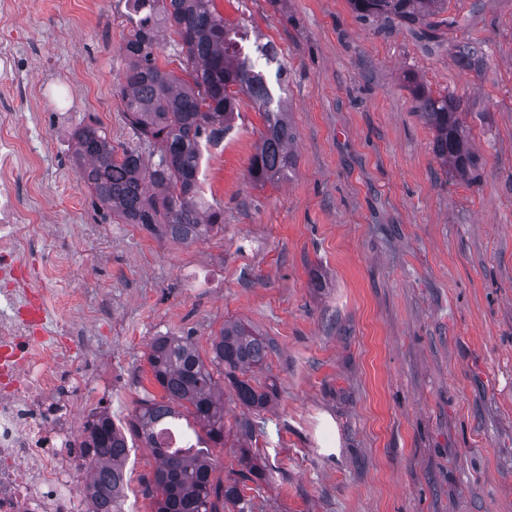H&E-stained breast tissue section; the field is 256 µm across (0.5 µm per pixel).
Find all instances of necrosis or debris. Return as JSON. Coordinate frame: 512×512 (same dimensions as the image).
Segmentation results:
<instances>
[{
  "instance_id": "obj_1",
  "label": "necrosis or debris",
  "mask_w": 512,
  "mask_h": 512,
  "mask_svg": "<svg viewBox=\"0 0 512 512\" xmlns=\"http://www.w3.org/2000/svg\"><path fill=\"white\" fill-rule=\"evenodd\" d=\"M24 64L0 41V512H109L92 500L95 465L76 442L71 404L104 392L107 379L71 355L88 343L86 323L103 308L84 307L68 274L69 251H46L48 215L20 191L32 146L19 133L10 76ZM67 308L82 322H38V310Z\"/></svg>"
}]
</instances>
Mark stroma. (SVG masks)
I'll use <instances>...</instances> for the list:
<instances>
[{"instance_id":"stroma-1","label":"stroma","mask_w":512,"mask_h":512,"mask_svg":"<svg viewBox=\"0 0 512 512\" xmlns=\"http://www.w3.org/2000/svg\"><path fill=\"white\" fill-rule=\"evenodd\" d=\"M14 23L32 90L17 110L37 150L28 192L48 189L52 227H69L77 287L107 295L110 396L75 404L130 417L161 397L153 338L189 336L203 359L225 321L277 346L264 370L277 399L253 413L250 451L268 480L254 512H512V0H448L437 39L356 18L348 0H213L229 24L273 42L284 70L296 165L275 185L248 177L264 129L248 97L202 164L221 233L191 244L138 224H100L73 164L87 113L114 147L133 145L120 100L122 0H38ZM480 42L466 68L456 45ZM416 76L469 103L479 175L445 179L433 133L404 87ZM60 112L63 128L32 120ZM235 409L212 479L240 468ZM126 505L155 469L135 442Z\"/></svg>"}]
</instances>
